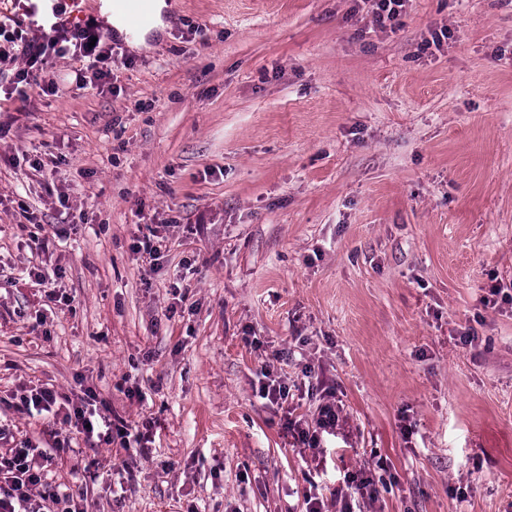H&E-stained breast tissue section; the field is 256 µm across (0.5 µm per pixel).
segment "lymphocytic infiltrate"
Here are the masks:
<instances>
[{"instance_id": "lymphocytic-infiltrate-1", "label": "lymphocytic infiltrate", "mask_w": 512, "mask_h": 512, "mask_svg": "<svg viewBox=\"0 0 512 512\" xmlns=\"http://www.w3.org/2000/svg\"><path fill=\"white\" fill-rule=\"evenodd\" d=\"M67 56L87 63L76 75L77 88L112 81V35L95 22L80 26L63 17L50 29L29 38L0 27V85L18 97H25L27 87L50 60ZM58 398V391L52 387L39 388L20 398L21 410L29 414H53L57 423L67 428L68 437L57 440V447H70V436L74 433L83 435L89 442L96 439L109 442L116 436L128 438L125 426L115 425L99 413L98 395L92 387L83 388L77 402L69 407L59 403ZM342 412L336 389L329 386L322 390L312 418L285 415L283 429L292 437L294 445L316 453L321 449L323 435L334 434L342 426ZM46 460V455L28 440L0 453V512H44L41 500L46 485ZM378 494L372 471L364 468L346 472L334 492L341 505L339 512H352V496L373 502Z\"/></svg>"}]
</instances>
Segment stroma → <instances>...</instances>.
<instances>
[{"instance_id":"stroma-1","label":"stroma","mask_w":512,"mask_h":512,"mask_svg":"<svg viewBox=\"0 0 512 512\" xmlns=\"http://www.w3.org/2000/svg\"><path fill=\"white\" fill-rule=\"evenodd\" d=\"M167 3L145 48L114 33L115 85L67 57L0 93V422L88 512H304L379 460L353 512H512V0L384 30L362 0ZM268 360L286 408L255 393ZM307 364L348 417L315 455L282 429L315 411ZM47 384L148 454L56 450L6 403Z\"/></svg>"}]
</instances>
